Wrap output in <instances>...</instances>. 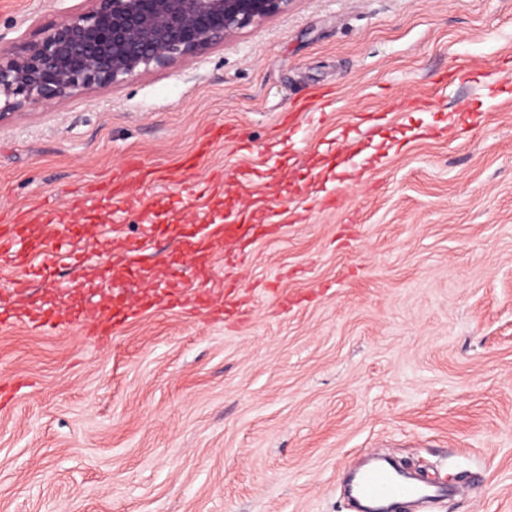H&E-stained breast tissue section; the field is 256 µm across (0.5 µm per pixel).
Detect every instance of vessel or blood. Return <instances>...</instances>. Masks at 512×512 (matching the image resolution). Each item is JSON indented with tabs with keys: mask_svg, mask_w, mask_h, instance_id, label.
I'll list each match as a JSON object with an SVG mask.
<instances>
[{
	"mask_svg": "<svg viewBox=\"0 0 512 512\" xmlns=\"http://www.w3.org/2000/svg\"><path fill=\"white\" fill-rule=\"evenodd\" d=\"M208 153L207 144H200L198 150L183 155L167 170L143 168L138 157H129L124 168L113 171L108 180L87 185L78 201L85 210L110 204L113 215H125L137 207V202L127 195V173L138 170L141 179L148 186L180 182L192 177ZM40 224L46 230L38 245H31L28 227ZM278 225L268 223L264 216L253 215L239 222L205 225L203 232L195 234L187 245L193 278L207 280L212 269L213 255L224 250L226 255L235 256L244 252L253 242L278 232ZM75 237L72 211L68 208L47 206L35 210H19L0 217V263L11 266L16 275L11 280L10 292L22 296L30 291L33 281L30 277L40 262L57 263L65 260L68 267L81 269L88 261L84 252L70 250ZM162 306L168 309H189L206 312L211 318L220 319L233 315L235 307L223 302L209 292L186 291L178 285L169 284L153 291L142 292L130 304L118 306L103 318H90L84 312H71L66 317L41 307H5L0 309V323L11 320L23 321L46 331H65L66 327H77L93 336H108L128 318L143 311ZM354 499L360 505H385L399 507L409 499L420 501L437 500L448 495L445 484H424L410 474L401 471L388 458L370 456L354 475L352 483Z\"/></svg>",
	"mask_w": 512,
	"mask_h": 512,
	"instance_id": "b4317fda",
	"label": "vessel or blood"
}]
</instances>
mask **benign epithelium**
I'll return each mask as SVG.
<instances>
[{"mask_svg": "<svg viewBox=\"0 0 512 512\" xmlns=\"http://www.w3.org/2000/svg\"><path fill=\"white\" fill-rule=\"evenodd\" d=\"M35 40H0V120L188 60L293 0H85Z\"/></svg>", "mask_w": 512, "mask_h": 512, "instance_id": "1", "label": "benign epithelium"}]
</instances>
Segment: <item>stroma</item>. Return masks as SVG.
Wrapping results in <instances>:
<instances>
[{
    "mask_svg": "<svg viewBox=\"0 0 512 512\" xmlns=\"http://www.w3.org/2000/svg\"><path fill=\"white\" fill-rule=\"evenodd\" d=\"M82 0H0V38H35ZM512 0H293L190 60L0 121V209L64 204L129 154L167 168L213 125L196 178L74 245L179 241L266 194L284 226L242 264L240 312L154 308L108 338L0 325V512H351L344 477L389 453L457 486L402 512H512ZM466 60L465 77L440 76ZM335 111L294 127V101ZM223 169L221 194L199 185ZM122 265L53 267L29 299L99 314ZM330 96V90H315L308 97L296 101L288 116V121L293 124L301 114H304L305 112H313L312 105L314 101L319 102V110H321Z\"/></svg>",
    "mask_w": 512,
    "mask_h": 512,
    "instance_id": "35a3bbf8",
    "label": "stroma"
}]
</instances>
